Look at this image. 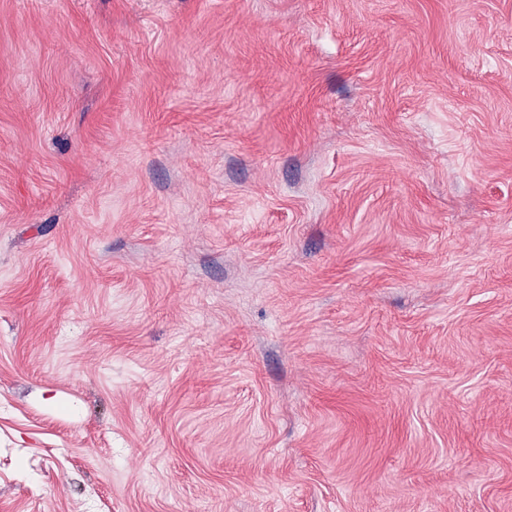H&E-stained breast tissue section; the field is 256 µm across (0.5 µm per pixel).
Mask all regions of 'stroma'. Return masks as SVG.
<instances>
[{
  "mask_svg": "<svg viewBox=\"0 0 512 512\" xmlns=\"http://www.w3.org/2000/svg\"><path fill=\"white\" fill-rule=\"evenodd\" d=\"M0 512H512V0H0Z\"/></svg>",
  "mask_w": 512,
  "mask_h": 512,
  "instance_id": "stroma-1",
  "label": "stroma"
}]
</instances>
